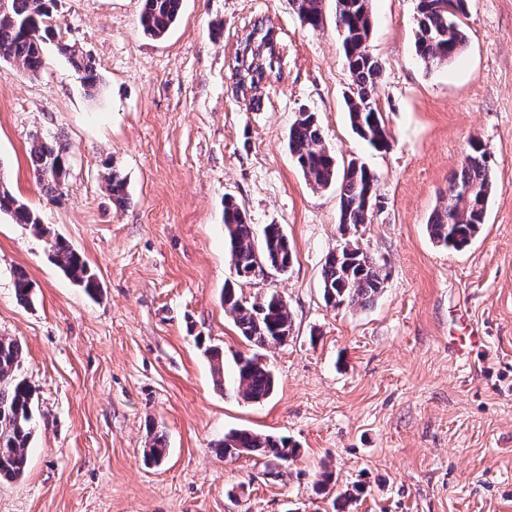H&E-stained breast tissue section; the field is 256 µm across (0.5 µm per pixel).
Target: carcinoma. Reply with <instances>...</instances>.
<instances>
[{
    "instance_id": "carcinoma-1",
    "label": "carcinoma",
    "mask_w": 512,
    "mask_h": 512,
    "mask_svg": "<svg viewBox=\"0 0 512 512\" xmlns=\"http://www.w3.org/2000/svg\"><path fill=\"white\" fill-rule=\"evenodd\" d=\"M324 0H292L294 10L307 26L323 24ZM57 0H10L9 13L0 14V60L13 63L34 75L44 66V44L57 33L54 16ZM182 0H142L140 26L145 36L158 39L176 21ZM468 0H418L415 53L429 70L456 58L468 43L462 21ZM336 28L342 35V47L351 78V94L346 99L350 124L356 134L375 149L389 146V135L375 103L380 65L368 49L371 31V0H336ZM275 27L264 18L253 20L240 39L233 60V77L247 79L248 91L259 92L265 81L280 77V51L272 45ZM74 69L81 72L86 90L100 85V75L92 57L68 45H59ZM288 149L306 181L316 189L339 185V225L348 232L371 223L377 176L364 164L350 161L340 168L335 152L325 144L321 127L312 112H301L288 132ZM29 160L38 182L50 200L59 202L68 168L66 149L56 141L34 138ZM105 190L118 206L128 202L126 180L111 170L104 177ZM492 189L487 148L480 142L470 144L459 169L448 181L446 203L435 209L428 230L438 245L459 251L470 244L485 223L486 206ZM0 214L16 224H24L45 239L48 258L65 276L93 297L100 292L97 275L83 257L60 235L41 223L39 214L18 199L8 184L0 181ZM224 244L239 277L255 278L261 267L285 274L293 263L288 236L279 224H268L261 236L247 220L241 206L232 198L224 201ZM322 296L326 305H363L383 288L385 275L374 259L357 243L347 239L329 253L322 267ZM17 300L30 303L32 284L23 270L14 272ZM224 312L239 335L258 349L282 344L290 335L292 319L286 301L271 293L259 302L244 301L232 286L224 288ZM213 365L217 386L224 385V349L211 345L206 349ZM22 345L9 337H0V482L22 477L27 467V451L34 435V392L20 378ZM276 387V377L260 354L242 355L236 361L230 390L252 403L268 399ZM228 458L243 455L286 462L295 454L288 439L250 430H231L221 443ZM164 434L149 439L144 456L153 464L166 457ZM336 482L333 472L324 469L314 483L315 493L326 495ZM362 490L353 486L336 495V512L358 499Z\"/></svg>"
}]
</instances>
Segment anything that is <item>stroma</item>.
I'll list each match as a JSON object with an SVG mask.
<instances>
[{"instance_id": "obj_1", "label": "stroma", "mask_w": 512, "mask_h": 512, "mask_svg": "<svg viewBox=\"0 0 512 512\" xmlns=\"http://www.w3.org/2000/svg\"><path fill=\"white\" fill-rule=\"evenodd\" d=\"M141 0H58V35L30 75L0 61V173L98 275L87 296L52 264L28 226L0 216V336L21 342L36 427L24 475L0 483V512H335L313 491H364L350 512H512V0H469V42L426 70L414 48L417 0H371L369 50L388 149L352 130L351 81L324 0L305 26L291 0H184L159 39L143 35ZM277 29L283 76L257 104L237 93L231 63L255 16ZM96 61L87 93L58 50ZM315 113L339 162L377 176L371 221L355 239L385 274L366 306H326L321 272L341 244L337 187L317 190L288 150L299 112ZM66 148L61 202L28 158L33 136ZM486 146L493 190L480 234L437 247L426 224L471 142ZM118 170L130 200L112 204L102 175ZM255 229L282 225L288 273L239 280L224 248V199ZM24 269L33 302L14 294ZM234 283L254 302L278 292L292 330L264 349L277 378L264 402L215 385L205 349L224 348V375L253 348L224 312ZM478 328L484 346L459 355ZM287 437V462L224 459L232 429ZM168 453L147 465V430Z\"/></svg>"}]
</instances>
